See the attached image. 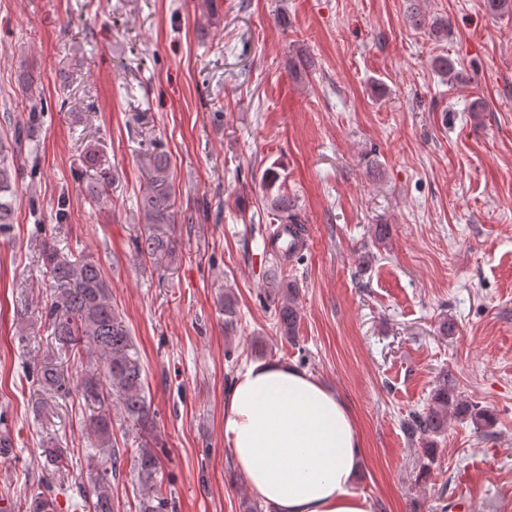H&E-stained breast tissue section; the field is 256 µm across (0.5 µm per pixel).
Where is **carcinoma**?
Masks as SVG:
<instances>
[{
    "mask_svg": "<svg viewBox=\"0 0 512 512\" xmlns=\"http://www.w3.org/2000/svg\"><path fill=\"white\" fill-rule=\"evenodd\" d=\"M485 12L493 17L512 13V0H483ZM30 122L15 129L10 142L0 141V230L14 221V193L17 172L9 154L22 150L35 153L31 139L32 127L44 111L42 101L28 97ZM86 168L97 171L86 185L90 200L98 204L111 183L108 172L100 169L97 150L87 148ZM168 157L163 152L150 156L148 186L139 198L142 223L171 224L170 196L166 192ZM273 222L264 226L265 239L273 247V274L266 280L268 293L277 298L274 320L281 335L292 340L298 333L301 319L298 304L300 289L287 277H277L289 254L276 249V244L305 231L296 213L295 200L278 193L270 200ZM171 240L155 230L145 234L137 244L138 253L160 263L172 252ZM45 273L53 283L54 293L46 312L48 324L59 347L66 355L85 359L84 372L71 376L63 367L41 363L35 369L38 386L65 396L76 390L88 406L101 407L116 402L124 418L142 439V448L133 457V465L144 490L149 492L141 512H165L167 501L154 483L160 460L153 446L157 444L155 420L145 396L143 369L131 355V337L112 308L109 285L98 264L90 257L69 256L53 244L44 245L41 253ZM469 420L476 429L487 433L493 426V415L479 405L460 398L454 380L444 375L433 390L428 407L411 413L402 421V428L412 442L423 445L421 474L426 475L434 461L437 438L448 429V417ZM88 432L95 440L101 463L89 465V486L92 512H112V479L120 475L124 452L117 448L112 415L101 413L89 418ZM51 490H37L27 500L26 512H54Z\"/></svg>",
    "mask_w": 512,
    "mask_h": 512,
    "instance_id": "carcinoma-1",
    "label": "carcinoma"
}]
</instances>
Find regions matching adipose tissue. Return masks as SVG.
<instances>
[{
    "mask_svg": "<svg viewBox=\"0 0 512 512\" xmlns=\"http://www.w3.org/2000/svg\"><path fill=\"white\" fill-rule=\"evenodd\" d=\"M224 438L275 512H377L357 489L363 443L346 403L296 365L252 363L224 397Z\"/></svg>",
    "mask_w": 512,
    "mask_h": 512,
    "instance_id": "obj_1",
    "label": "adipose tissue"
}]
</instances>
